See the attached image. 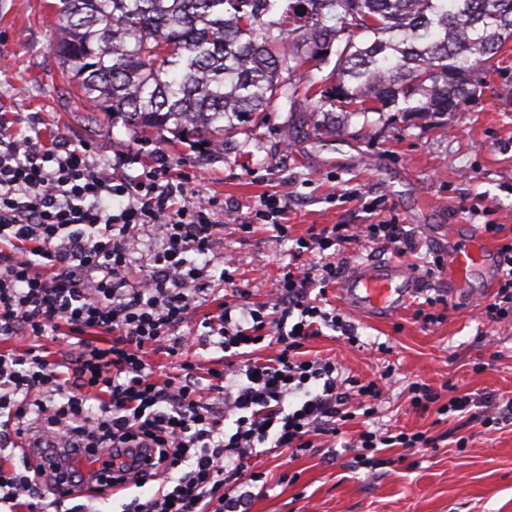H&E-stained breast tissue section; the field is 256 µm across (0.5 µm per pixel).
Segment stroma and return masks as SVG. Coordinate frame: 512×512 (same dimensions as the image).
I'll use <instances>...</instances> for the list:
<instances>
[{"mask_svg": "<svg viewBox=\"0 0 512 512\" xmlns=\"http://www.w3.org/2000/svg\"><path fill=\"white\" fill-rule=\"evenodd\" d=\"M58 4L0 0V132L34 128L48 146L64 136L131 182L166 155L174 179L199 189L203 202L243 217L266 195L287 196L288 238L268 225L224 231V252L236 261L244 301H267L293 260L294 238L313 227L405 225L415 240L403 258L410 267L456 247L453 226L467 233L501 224L512 234V41L470 105L443 126L370 112L317 132L307 120L313 103L300 95L294 105L276 100L225 132L219 151L183 132L135 130L81 103L53 51ZM357 193L363 202L354 201ZM476 203L486 217L470 215ZM438 293L447 297L445 318L423 327L415 318L418 304ZM490 297L478 275L449 295L441 271L392 317L349 313L361 349L345 346L330 330L310 340L308 356L337 360L344 375L383 381L386 398L374 421L356 417L341 436L296 457L256 460L268 490L252 498L249 512H512V422L487 423L512 402V326L484 320L479 304ZM415 380L429 384L441 403L463 393L474 403L460 416L413 408L408 385ZM372 425L425 431L436 445L413 453L387 448L363 466L352 444Z\"/></svg>", "mask_w": 512, "mask_h": 512, "instance_id": "1", "label": "stroma"}]
</instances>
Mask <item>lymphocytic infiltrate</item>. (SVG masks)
Instances as JSON below:
<instances>
[{
  "mask_svg": "<svg viewBox=\"0 0 512 512\" xmlns=\"http://www.w3.org/2000/svg\"><path fill=\"white\" fill-rule=\"evenodd\" d=\"M106 199L112 208L103 207ZM146 232L156 246L137 265ZM362 239L401 256L412 249L401 224H328L298 238L303 261L284 267L269 301L225 302L204 317L207 337L224 352L223 370L210 371L206 384L187 357L196 339L180 329L202 305L214 265L231 286L235 264L223 254V225L197 191L174 182L163 159L132 184L65 138L48 148L29 135L0 134V342L31 339L23 350L0 351V447L34 435L48 448L64 440L81 456L150 448L154 458L136 476L159 488L123 512H241L263 479L248 466L257 449L294 457L316 437L338 436L349 420L377 412L376 382L301 356L326 329L357 346L345 315L312 293L338 279L336 251ZM498 250L503 267L482 315L512 324V236ZM62 328L71 343L55 360L39 340ZM259 338L274 342L273 357H250ZM151 351L174 358L177 374H155ZM213 391L221 403L211 402ZM291 396L297 402L288 410ZM431 442L423 431L368 429L355 446L364 460L382 448ZM42 474L26 455L17 466L0 465V504L43 512Z\"/></svg>",
  "mask_w": 512,
  "mask_h": 512,
  "instance_id": "f902f5d3",
  "label": "lymphocytic infiltrate"
}]
</instances>
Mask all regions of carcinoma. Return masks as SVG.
<instances>
[{"label":"carcinoma","mask_w":512,"mask_h":512,"mask_svg":"<svg viewBox=\"0 0 512 512\" xmlns=\"http://www.w3.org/2000/svg\"><path fill=\"white\" fill-rule=\"evenodd\" d=\"M60 0L54 54L85 101L136 129L223 141L335 41L305 96L335 115L395 110L439 123L512 40V0ZM336 20L333 26L327 25Z\"/></svg>","instance_id":"1"}]
</instances>
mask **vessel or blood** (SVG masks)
Listing matches in <instances>:
<instances>
[{
	"label": "vessel or blood",
	"instance_id": "1",
	"mask_svg": "<svg viewBox=\"0 0 512 512\" xmlns=\"http://www.w3.org/2000/svg\"><path fill=\"white\" fill-rule=\"evenodd\" d=\"M493 275L495 250L482 235L473 233L463 244L448 254V289L450 294L462 290L475 272ZM421 281L417 274L397 262L365 264L352 268L343 278L340 288L346 305L354 310L400 311L408 299L417 293ZM83 469L99 480V494H112V478L117 471L108 454L82 462Z\"/></svg>",
	"mask_w": 512,
	"mask_h": 512
}]
</instances>
